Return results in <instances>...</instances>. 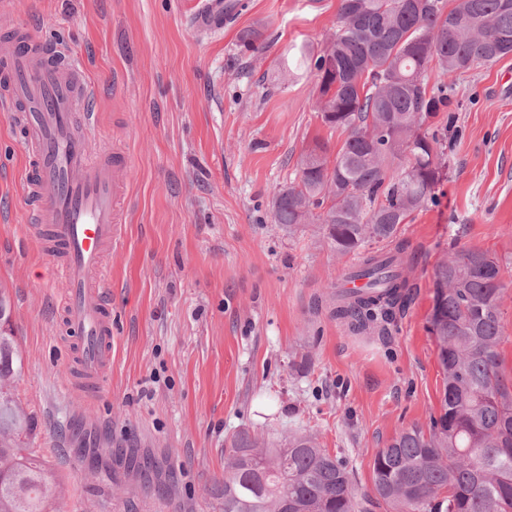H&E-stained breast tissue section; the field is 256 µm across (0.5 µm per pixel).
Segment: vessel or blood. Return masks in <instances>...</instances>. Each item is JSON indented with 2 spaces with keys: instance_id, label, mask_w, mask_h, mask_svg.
<instances>
[{
  "instance_id": "b4317fda",
  "label": "vessel or blood",
  "mask_w": 512,
  "mask_h": 512,
  "mask_svg": "<svg viewBox=\"0 0 512 512\" xmlns=\"http://www.w3.org/2000/svg\"><path fill=\"white\" fill-rule=\"evenodd\" d=\"M0 112L24 133L27 218L50 244L64 283L63 323L80 380L103 384L112 367V281L104 256L121 241L125 159L90 165L98 93L77 56L29 28L0 41Z\"/></svg>"
}]
</instances>
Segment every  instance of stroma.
Here are the masks:
<instances>
[{
    "mask_svg": "<svg viewBox=\"0 0 512 512\" xmlns=\"http://www.w3.org/2000/svg\"><path fill=\"white\" fill-rule=\"evenodd\" d=\"M205 0H5L0 38L21 24L71 48L98 88L100 134L90 162L129 158L123 241L112 277V374L92 400L69 394L74 368L58 342L65 285L26 222L23 134L0 115V286L12 304L23 370L14 393L41 449L67 476L64 512H217L209 495L239 432L273 442L317 435L372 494L376 453L426 425L443 374L430 331L433 273L448 252L495 254L506 285L501 353L512 376V56L449 78L429 75L448 105L445 176L403 225L409 297L385 328L354 332L313 302L341 283L337 257L313 230L272 221L275 193L322 124L316 78L285 72L291 46L319 45L341 0H236L224 27L197 22ZM263 33V52L245 45ZM156 463L144 491L139 464Z\"/></svg>",
    "mask_w": 512,
    "mask_h": 512,
    "instance_id": "obj_1",
    "label": "stroma"
}]
</instances>
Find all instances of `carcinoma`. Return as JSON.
<instances>
[{
    "instance_id": "carcinoma-1",
    "label": "carcinoma",
    "mask_w": 512,
    "mask_h": 512,
    "mask_svg": "<svg viewBox=\"0 0 512 512\" xmlns=\"http://www.w3.org/2000/svg\"><path fill=\"white\" fill-rule=\"evenodd\" d=\"M316 72V112L347 137L330 158L316 140L291 184L273 199V220L292 233L318 224L339 256L359 259L367 291H331L334 314L354 328L390 320L404 303L405 244L383 254L442 178L437 131L448 103L429 88L436 68L460 76L512 55V0H341L319 49L298 48ZM432 327L443 390L427 426L401 431L373 462L377 501L389 512H512V378L502 372L500 260L457 250L433 277ZM22 357L0 290V512H60L66 484L30 447L32 419L11 383ZM213 495L218 512H363L346 461L290 429L276 444L243 432L225 455Z\"/></svg>"
}]
</instances>
